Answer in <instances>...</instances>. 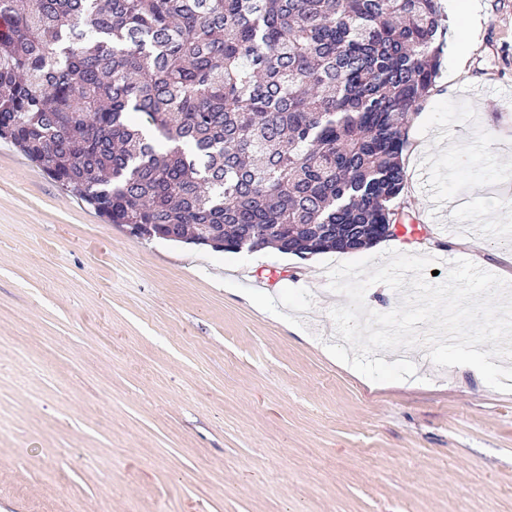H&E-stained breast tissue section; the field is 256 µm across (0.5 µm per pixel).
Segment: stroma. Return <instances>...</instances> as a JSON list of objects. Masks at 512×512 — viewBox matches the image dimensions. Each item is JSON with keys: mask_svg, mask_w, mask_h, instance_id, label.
Wrapping results in <instances>:
<instances>
[{"mask_svg": "<svg viewBox=\"0 0 512 512\" xmlns=\"http://www.w3.org/2000/svg\"><path fill=\"white\" fill-rule=\"evenodd\" d=\"M445 30L409 124L414 236L363 250L512 274L481 206L512 200V0ZM327 252L139 239L0 140V512H512V393L407 348L334 359Z\"/></svg>", "mask_w": 512, "mask_h": 512, "instance_id": "stroma-1", "label": "stroma"}]
</instances>
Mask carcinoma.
<instances>
[{
    "instance_id": "carcinoma-1",
    "label": "carcinoma",
    "mask_w": 512,
    "mask_h": 512,
    "mask_svg": "<svg viewBox=\"0 0 512 512\" xmlns=\"http://www.w3.org/2000/svg\"><path fill=\"white\" fill-rule=\"evenodd\" d=\"M440 0H0V138L141 239L391 236Z\"/></svg>"
}]
</instances>
